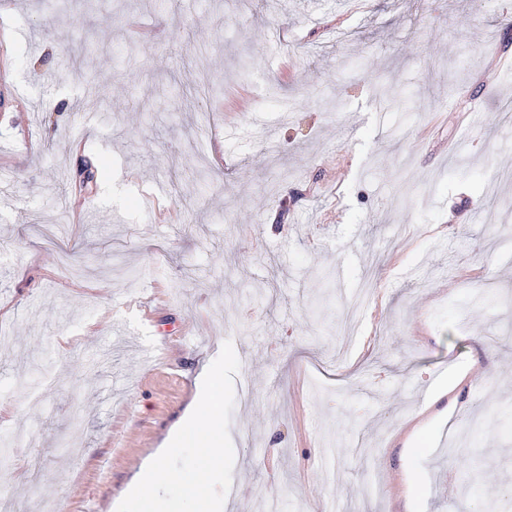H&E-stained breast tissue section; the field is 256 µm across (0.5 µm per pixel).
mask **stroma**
<instances>
[{
  "label": "stroma",
  "mask_w": 512,
  "mask_h": 512,
  "mask_svg": "<svg viewBox=\"0 0 512 512\" xmlns=\"http://www.w3.org/2000/svg\"><path fill=\"white\" fill-rule=\"evenodd\" d=\"M510 58L512 0H0V512H116L228 340L254 366L224 512L256 486L281 512L500 498L512 76L486 74ZM371 258L362 334L329 369ZM421 428L430 449L405 456Z\"/></svg>",
  "instance_id": "obj_1"
}]
</instances>
